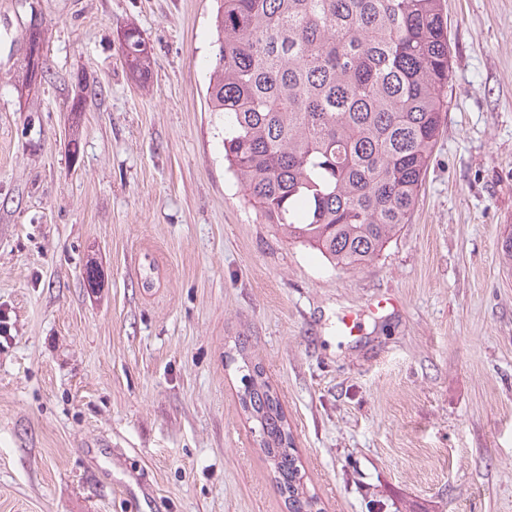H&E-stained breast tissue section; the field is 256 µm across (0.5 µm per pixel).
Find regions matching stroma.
Instances as JSON below:
<instances>
[{
    "label": "stroma",
    "mask_w": 512,
    "mask_h": 512,
    "mask_svg": "<svg viewBox=\"0 0 512 512\" xmlns=\"http://www.w3.org/2000/svg\"><path fill=\"white\" fill-rule=\"evenodd\" d=\"M213 7L0 0V512H287L241 352L319 512H512V0H446L442 133L409 223L355 269L228 170ZM126 42V64L133 76L139 80L147 78L151 70V52L145 39L136 29H127L124 33Z\"/></svg>",
    "instance_id": "1"
}]
</instances>
